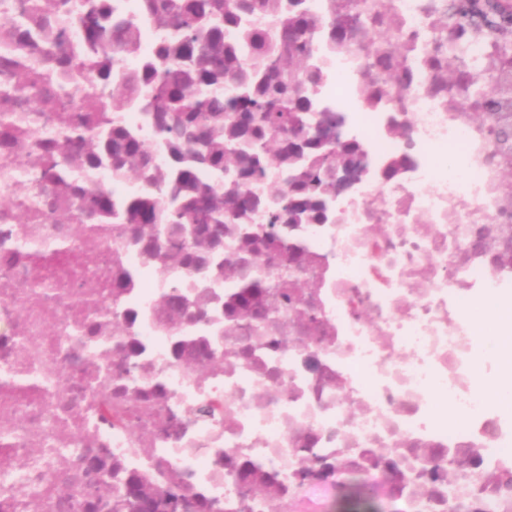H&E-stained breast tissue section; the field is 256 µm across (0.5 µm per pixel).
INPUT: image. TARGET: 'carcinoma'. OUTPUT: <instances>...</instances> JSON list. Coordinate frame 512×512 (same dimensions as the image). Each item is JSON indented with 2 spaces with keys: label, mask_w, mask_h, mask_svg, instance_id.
<instances>
[{
  "label": "carcinoma",
  "mask_w": 512,
  "mask_h": 512,
  "mask_svg": "<svg viewBox=\"0 0 512 512\" xmlns=\"http://www.w3.org/2000/svg\"><path fill=\"white\" fill-rule=\"evenodd\" d=\"M391 0H359L367 21L378 26L374 65L392 66L398 29L389 18ZM84 34V56L66 66L95 71L102 85H112V101H84L98 113L65 137L84 145L90 169L109 163L112 181L141 180V187L116 199L92 182H66L65 169L45 171L38 185H58L74 211L101 224H127L142 252L164 265L189 273L201 268L219 280L224 275V234L245 243L273 248L282 242L281 225L326 218L327 200L336 197V173L347 168L357 146L342 142L329 129L336 108L315 106L321 78L311 64L305 34L328 29L341 50L351 49L344 22L331 12L311 15L302 0H144V12L165 32L151 56L112 74L92 64L101 54L103 27L112 15L106 0H90L86 10L70 0L57 2ZM452 17L467 23L475 36L492 42L508 64L490 74L486 101L497 151L512 168V14L497 0H456ZM139 20L112 26V46L137 54ZM462 63L448 71V56L430 59L437 73L434 91L447 89L448 74L483 93L479 73L463 62L464 52L450 50ZM29 103L52 96L44 77L34 74L24 87ZM135 105L144 112L153 137L171 149L156 164L142 135L106 117ZM271 284L250 280L240 286L228 309L264 327L271 312ZM365 461L348 457L324 464L321 474L342 473L338 483L351 512H378L371 485L363 478ZM155 502L154 512H217L214 501L188 497L183 490L152 489L130 480L112 512H141L137 498Z\"/></svg>",
  "instance_id": "1"
}]
</instances>
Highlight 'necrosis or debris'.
<instances>
[{"label": "necrosis or debris", "mask_w": 512, "mask_h": 512, "mask_svg": "<svg viewBox=\"0 0 512 512\" xmlns=\"http://www.w3.org/2000/svg\"><path fill=\"white\" fill-rule=\"evenodd\" d=\"M440 0H395L406 69L388 91L370 95L373 74L358 51H336L327 31L310 30L312 61L335 84L343 139L360 159L347 187L329 202L324 223L283 228L286 249L262 255L254 277L289 272L302 285L296 309L314 316L309 333L288 316L251 337L248 325L225 333L223 304L234 283L170 267L146 278L149 263L122 224L72 215L93 248H70V224L50 214L56 195L36 194L37 173L21 151L30 135L58 140L82 115L81 96L103 88L92 72L60 64L84 52L67 17H42V0H0V58L48 71L68 91L55 109L32 111L0 96V123L19 148L0 145V195L25 203L26 219L0 209V512H32L61 493L81 501L108 473L110 496L136 477L149 487L182 486L225 512H267L265 500L224 465L225 451L273 484L280 512H325L335 478L303 476L307 449L317 457L392 449V467L372 470L398 486L392 512H448L424 473L449 456L480 448L481 473L498 474L508 451L496 407L474 386L478 341L472 310L512 288V261L477 248L492 227H512L502 202L504 166L485 106L452 85L435 95L425 51L433 45L431 8ZM448 44L481 70L496 71L492 43L449 25ZM129 287H114L123 272ZM188 301L180 325L165 330L159 305L171 291ZM205 340L211 355L177 365L182 343ZM467 417L440 418L439 399Z\"/></svg>", "instance_id": "1"}]
</instances>
